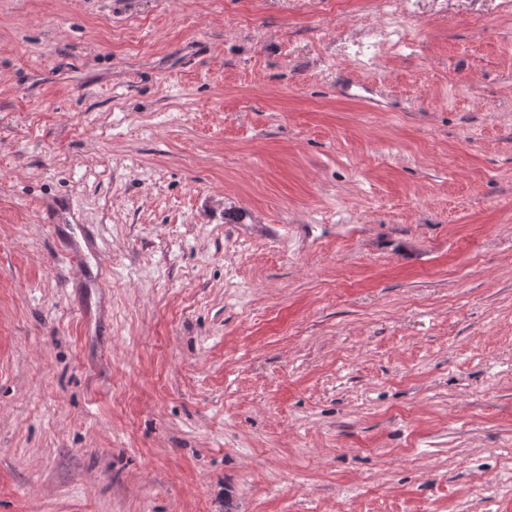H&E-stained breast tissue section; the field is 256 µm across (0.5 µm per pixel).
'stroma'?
I'll return each instance as SVG.
<instances>
[{
    "label": "stroma",
    "mask_w": 512,
    "mask_h": 512,
    "mask_svg": "<svg viewBox=\"0 0 512 512\" xmlns=\"http://www.w3.org/2000/svg\"><path fill=\"white\" fill-rule=\"evenodd\" d=\"M0 0V512H512V9Z\"/></svg>",
    "instance_id": "1"
}]
</instances>
